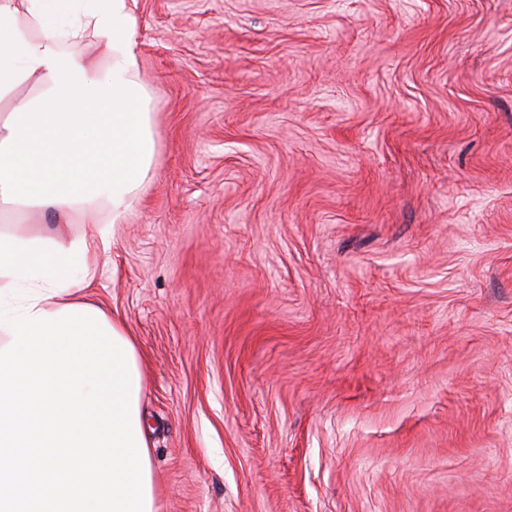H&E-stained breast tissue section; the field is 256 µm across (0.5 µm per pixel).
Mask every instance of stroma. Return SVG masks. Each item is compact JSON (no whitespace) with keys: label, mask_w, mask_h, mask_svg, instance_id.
<instances>
[{"label":"stroma","mask_w":512,"mask_h":512,"mask_svg":"<svg viewBox=\"0 0 512 512\" xmlns=\"http://www.w3.org/2000/svg\"><path fill=\"white\" fill-rule=\"evenodd\" d=\"M134 11L156 157L82 296L157 512H512V0Z\"/></svg>","instance_id":"35a3bbf8"}]
</instances>
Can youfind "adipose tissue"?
<instances>
[{
	"label": "adipose tissue",
	"mask_w": 512,
	"mask_h": 512,
	"mask_svg": "<svg viewBox=\"0 0 512 512\" xmlns=\"http://www.w3.org/2000/svg\"><path fill=\"white\" fill-rule=\"evenodd\" d=\"M137 31L131 0H0V214L42 210L67 223L107 207L106 223L71 241L0 230V311L77 305L149 177L156 140ZM89 32L103 69L74 49Z\"/></svg>",
	"instance_id": "obj_1"
}]
</instances>
